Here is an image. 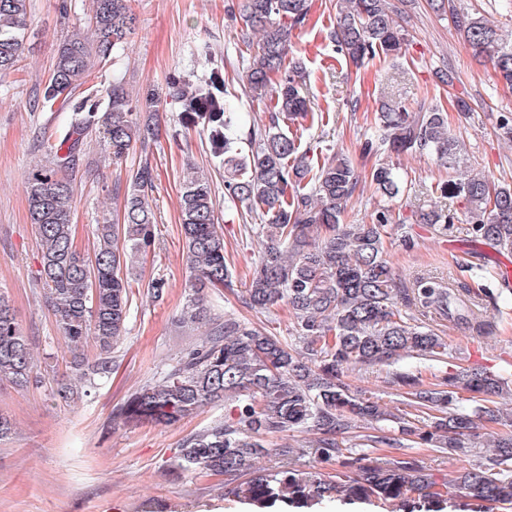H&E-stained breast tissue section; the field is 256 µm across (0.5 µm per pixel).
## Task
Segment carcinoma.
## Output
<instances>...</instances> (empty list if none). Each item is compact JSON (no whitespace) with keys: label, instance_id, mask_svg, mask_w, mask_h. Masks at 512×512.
<instances>
[{"label":"carcinoma","instance_id":"cac0c4a2","mask_svg":"<svg viewBox=\"0 0 512 512\" xmlns=\"http://www.w3.org/2000/svg\"><path fill=\"white\" fill-rule=\"evenodd\" d=\"M431 9L448 16L455 30L478 57L490 62L500 80L512 87V41L493 18L470 13L455 0H429ZM312 0H242L239 18L256 36L245 70V93L273 106L268 123L249 130L242 147L238 113L221 107L224 82L211 80L186 96L188 112H207L224 128V198L245 207L260 221L262 247L242 298L258 309L285 304L292 313L293 344L263 328L224 315V328L209 334L155 385L132 395L121 415L129 422L172 424L192 418L220 401L234 402L232 417L210 425L183 443L175 467L194 475H222L226 494L267 512L284 502L298 512H317L326 498L378 502L390 512H444L449 490L461 494L459 512H487L493 505L512 509V434L493 441L487 455L442 480L411 457L386 461L352 455L341 435L356 419L397 425L403 437L463 458L474 449L463 437L478 418L501 423L504 413L485 407L478 417L453 407L456 390L501 397L512 391V379L467 370L445 376L430 388L399 373L394 383L405 389L412 413L387 410L369 392L353 390L343 380L348 368L369 369L402 356L440 359L448 345L426 319L452 316L456 287L435 276L414 279L412 305L419 316L398 306L386 243L391 213L376 210L362 224L344 223V215L362 178L389 200L407 185L396 168L377 163L367 175L343 151L314 159L301 150V138L286 123L315 120L303 94L308 72L288 59L292 32L305 26ZM30 17L29 0H0V77L16 70ZM392 0H342L329 38L337 53L355 67L379 57L401 54L407 34L398 23ZM132 0H93L90 36L64 40L57 49L53 73L43 92L42 107L60 104L68 122L51 145L53 165L33 169L26 195L30 223L41 252L39 279L55 323L75 357L92 342L93 361H80L79 379L105 377L112 350L124 339L130 314L131 286L123 275L138 255L155 244L156 214L148 203L155 174L145 162L129 180L121 223L95 225L93 255L75 244L71 222L77 186L66 169L97 134L103 135L112 160L122 159L133 142L157 136L138 113L154 106L132 104L124 84L116 81L101 93L81 98L73 92L92 70L122 47L136 24ZM362 154H428L442 166L459 163V140L448 129L447 113L425 101L407 104L381 96L376 101L374 132L364 139ZM445 195L465 201L472 231L489 244L512 251V185L493 184L479 173L462 174L439 186ZM216 199L209 178L191 176L180 187V227L195 275L194 319L202 292L232 281L234 270L224 255ZM416 223L448 229L450 219L422 211ZM31 343L16 323L8 297L0 292V380L26 386L33 373ZM313 431L310 454L318 463L336 464V472L303 468L297 451L277 448L275 465L259 459L271 454L264 436Z\"/></svg>","mask_w":512,"mask_h":512}]
</instances>
